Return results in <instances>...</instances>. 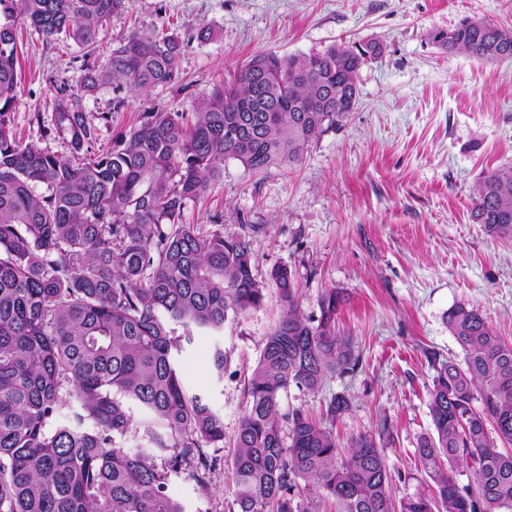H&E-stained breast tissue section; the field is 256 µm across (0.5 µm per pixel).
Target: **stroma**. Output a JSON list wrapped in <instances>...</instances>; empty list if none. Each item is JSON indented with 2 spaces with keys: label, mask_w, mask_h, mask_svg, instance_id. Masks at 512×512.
Here are the masks:
<instances>
[{
  "label": "stroma",
  "mask_w": 512,
  "mask_h": 512,
  "mask_svg": "<svg viewBox=\"0 0 512 512\" xmlns=\"http://www.w3.org/2000/svg\"><path fill=\"white\" fill-rule=\"evenodd\" d=\"M466 17L512 29V0H130L101 30L102 63L134 31L166 29L188 42L178 84L125 93L118 112L112 85L83 98L103 151L143 113L192 111L255 55H308L371 38L386 48L359 70L353 112L314 139L298 164L257 174L226 160L223 178L185 207V223L245 235L265 286L259 307L199 332L178 357L185 388L223 418L226 441L215 451L208 494L188 471L170 473L167 492L187 512H234L231 441L247 405L245 382L281 313L273 267L292 273L305 315L318 314L324 290L343 295L336 327L360 358L355 371L329 376L319 390L289 387L282 411L299 407L319 417L332 395L344 396L349 407L333 424L338 443L378 434L399 497L423 486L414 452L431 429L428 355L463 357L448 310L475 309L512 344V239L471 217L481 178L512 170V59L487 62L432 43L433 30ZM205 26L215 35L202 42ZM18 43L14 132L23 143L67 154L55 89L75 85L82 52L24 28ZM105 112L110 120H102ZM217 347L227 358L220 375L210 365Z\"/></svg>",
  "instance_id": "stroma-1"
}]
</instances>
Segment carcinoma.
<instances>
[{
    "mask_svg": "<svg viewBox=\"0 0 512 512\" xmlns=\"http://www.w3.org/2000/svg\"><path fill=\"white\" fill-rule=\"evenodd\" d=\"M127 2L0 0V512H186L167 493L168 473L184 466L200 492L210 490L216 459L204 447H224V420L185 388L176 355L193 331L258 307L264 285L246 237L185 224L184 208L223 176L227 159L253 173L300 162L353 111L365 56H381L377 41L256 55L194 112H148L98 151L82 98L101 84L133 93L173 84L187 46L173 33L133 32L103 65L90 62L100 29ZM18 20L83 50L80 84L55 97L67 156L16 139ZM431 38L482 61L512 57V29L483 19ZM472 218L512 238V171L479 181ZM270 280L281 315L247 381L231 466L236 512H512V449L500 447L512 446V345L477 311L459 304L446 315L463 360L431 361L432 432L416 455L435 495L398 499L374 435L338 446L343 396H331L323 420L280 412L290 386L316 391L359 357L336 331V289L306 316L288 268L274 267ZM66 399L77 410L63 421ZM132 403L162 466L117 445L132 429ZM465 465L471 479L462 485L455 470Z\"/></svg>",
    "mask_w": 512,
    "mask_h": 512,
    "instance_id": "1",
    "label": "carcinoma"
}]
</instances>
